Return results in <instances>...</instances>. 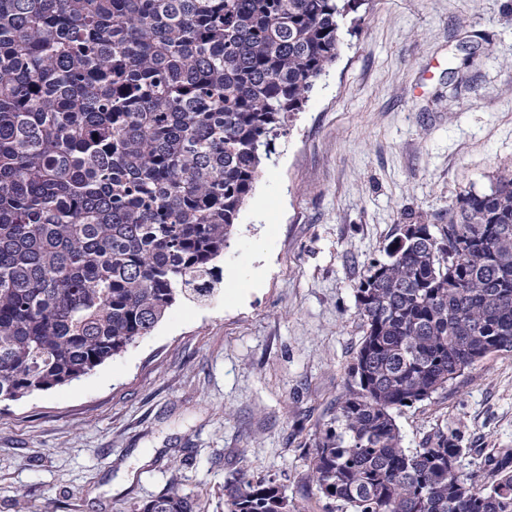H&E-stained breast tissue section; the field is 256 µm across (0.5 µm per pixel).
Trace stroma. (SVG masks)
Here are the masks:
<instances>
[{
	"label": "stroma",
	"mask_w": 512,
	"mask_h": 512,
	"mask_svg": "<svg viewBox=\"0 0 512 512\" xmlns=\"http://www.w3.org/2000/svg\"><path fill=\"white\" fill-rule=\"evenodd\" d=\"M512 171V0H365L335 64L263 160L208 301L70 384L0 402V512H134L177 492L225 512L238 469L292 512H337L309 478L364 334L354 287L399 224H444ZM442 428L461 468L512 448V352L395 413Z\"/></svg>",
	"instance_id": "stroma-1"
}]
</instances>
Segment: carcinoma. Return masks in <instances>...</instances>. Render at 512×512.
Instances as JSON below:
<instances>
[{
  "mask_svg": "<svg viewBox=\"0 0 512 512\" xmlns=\"http://www.w3.org/2000/svg\"><path fill=\"white\" fill-rule=\"evenodd\" d=\"M362 0H0V402L69 384L206 301L262 160ZM364 335L310 457L347 512H512V448L462 476L444 430L394 413L512 352V173L448 223L402 224L355 286ZM226 512H289L274 480ZM137 512H194L171 493Z\"/></svg>",
  "mask_w": 512,
  "mask_h": 512,
  "instance_id": "cac0c4a2",
  "label": "carcinoma"
}]
</instances>
